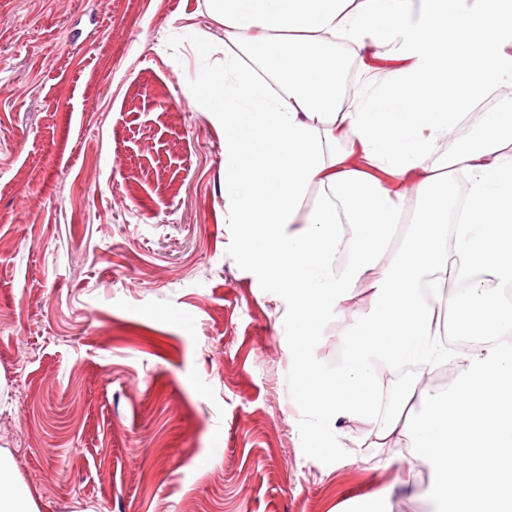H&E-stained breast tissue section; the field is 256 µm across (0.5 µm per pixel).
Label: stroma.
<instances>
[{
  "mask_svg": "<svg viewBox=\"0 0 512 512\" xmlns=\"http://www.w3.org/2000/svg\"><path fill=\"white\" fill-rule=\"evenodd\" d=\"M224 41L204 0H0V448L40 512H438L400 443L316 441L193 103Z\"/></svg>",
  "mask_w": 512,
  "mask_h": 512,
  "instance_id": "obj_1",
  "label": "stroma"
}]
</instances>
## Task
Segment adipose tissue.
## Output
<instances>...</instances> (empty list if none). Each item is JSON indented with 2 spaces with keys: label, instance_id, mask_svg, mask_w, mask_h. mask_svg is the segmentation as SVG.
Wrapping results in <instances>:
<instances>
[{
  "label": "adipose tissue",
  "instance_id": "obj_1",
  "mask_svg": "<svg viewBox=\"0 0 512 512\" xmlns=\"http://www.w3.org/2000/svg\"><path fill=\"white\" fill-rule=\"evenodd\" d=\"M229 44L224 77L197 105L224 117L225 198L242 251L288 292L297 389L323 431L404 438L439 477L447 512L512 507V119L451 154L442 143L490 93L512 94V0H204ZM393 43L383 83L367 53ZM364 163L350 164L353 145ZM415 175L390 194L383 174ZM311 209H304L306 196ZM353 234H346L345 226ZM468 281L491 314L455 385L409 379L396 410L381 378L454 360L437 302ZM369 284L374 312L341 335L344 359L310 360L327 305ZM0 512H39L0 448Z\"/></svg>",
  "mask_w": 512,
  "mask_h": 512
}]
</instances>
